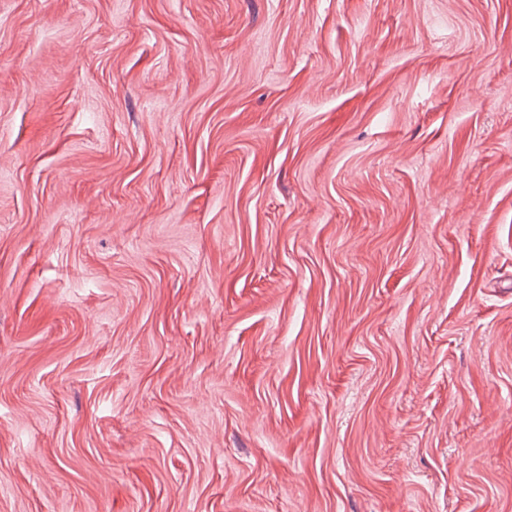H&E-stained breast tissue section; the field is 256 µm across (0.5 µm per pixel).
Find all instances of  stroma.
Wrapping results in <instances>:
<instances>
[{
	"label": "stroma",
	"instance_id": "obj_1",
	"mask_svg": "<svg viewBox=\"0 0 512 512\" xmlns=\"http://www.w3.org/2000/svg\"><path fill=\"white\" fill-rule=\"evenodd\" d=\"M0 512H512V0H0Z\"/></svg>",
	"mask_w": 512,
	"mask_h": 512
}]
</instances>
